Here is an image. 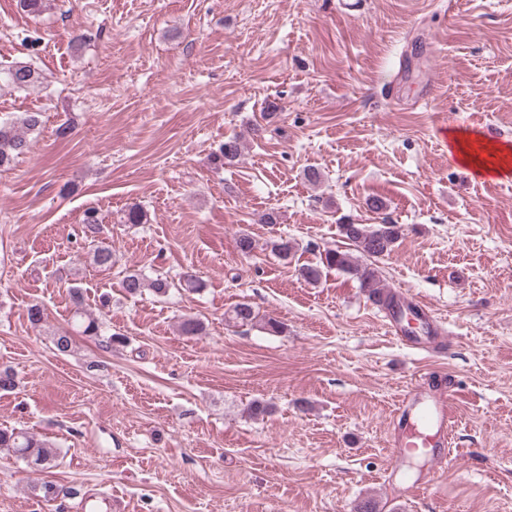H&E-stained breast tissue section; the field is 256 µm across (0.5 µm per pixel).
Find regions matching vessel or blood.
<instances>
[{
	"label": "vessel or blood",
	"mask_w": 512,
	"mask_h": 512,
	"mask_svg": "<svg viewBox=\"0 0 512 512\" xmlns=\"http://www.w3.org/2000/svg\"><path fill=\"white\" fill-rule=\"evenodd\" d=\"M418 326L432 324L428 305L420 303L415 313L404 320H392L389 329L398 338H405L407 322ZM455 384L452 378H423L411 384L394 411V428L390 441L391 454L397 462L392 477L398 478L405 492L426 487L434 471L448 461V438L455 425ZM419 458L424 469L413 471L407 464Z\"/></svg>",
	"instance_id": "obj_1"
}]
</instances>
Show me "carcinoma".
Here are the masks:
<instances>
[{"label":"carcinoma","instance_id":"obj_1","mask_svg":"<svg viewBox=\"0 0 512 512\" xmlns=\"http://www.w3.org/2000/svg\"><path fill=\"white\" fill-rule=\"evenodd\" d=\"M6 83L16 90H29L41 83V75L31 64L17 62L7 69L0 70V83ZM41 124V113L26 112L21 117L10 120H0V169L9 167L16 158L27 153L31 148L29 134ZM240 144L235 139L225 141L218 152L212 156V162L217 167L235 162L240 156ZM341 235L353 243L359 251L373 259L389 255L401 237V225L382 221L379 224H341ZM95 263L104 268L112 267V246L99 241L93 249ZM327 269H336L355 276L361 286L368 289L369 296L374 302L391 311L400 301V296L389 293L380 295V280L378 269L368 264H360L353 257L336 248H325L319 253L316 263L301 266L300 275L305 281L316 284ZM151 286L158 295H165L170 289V283L163 278H157L151 283L139 272H129L122 282L125 292L131 296L142 291L145 286ZM79 318L78 327L87 336H99L103 322L81 308L75 309ZM258 314L247 302L237 304L230 314L234 322L248 326L257 321ZM0 448H6L17 458L30 467L44 471L57 466L59 452L48 441L23 430L0 429Z\"/></svg>","mask_w":512,"mask_h":512}]
</instances>
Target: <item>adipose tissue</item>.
<instances>
[{"label": "adipose tissue", "instance_id": "1", "mask_svg": "<svg viewBox=\"0 0 512 512\" xmlns=\"http://www.w3.org/2000/svg\"><path fill=\"white\" fill-rule=\"evenodd\" d=\"M450 147L457 162L476 174L512 172V145L495 142L473 132H450Z\"/></svg>", "mask_w": 512, "mask_h": 512}]
</instances>
